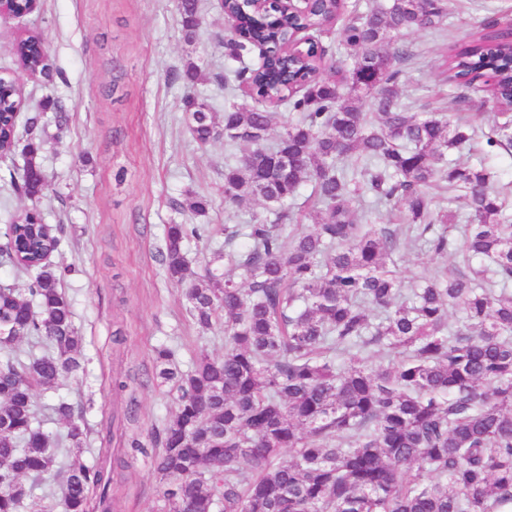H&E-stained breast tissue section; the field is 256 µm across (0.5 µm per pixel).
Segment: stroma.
I'll list each match as a JSON object with an SVG mask.
<instances>
[{"label":"stroma","mask_w":512,"mask_h":512,"mask_svg":"<svg viewBox=\"0 0 512 512\" xmlns=\"http://www.w3.org/2000/svg\"><path fill=\"white\" fill-rule=\"evenodd\" d=\"M202 24L186 43L177 0H40L31 14L0 21V74L18 78L22 115L42 111L45 98L62 101L65 120L42 111L46 128L39 162L48 190L39 201L17 196L3 176L22 174L26 155L16 148L0 161V244L14 215L38 209L44 223L65 227L49 263L71 267L64 287L74 324L84 338L82 368L56 391L38 392L44 426L58 431L49 407L62 395L83 408L90 434L87 465L122 459L112 479V512H161L164 485L152 457L132 452L128 441L158 435L175 404L154 377L153 350L164 344L188 370L200 352L218 357L223 338L200 334L180 288L168 278L161 254L172 223L248 224L262 203L224 206V164L243 146L223 139L199 146L185 121L189 87L178 77L187 63L200 70L197 89L224 121V105L254 106L245 87L224 89L232 66L225 55L228 25L220 0H201ZM512 24V0H448L444 32L418 30L403 36L412 53L402 65L401 98L410 111L444 113L475 128L470 146L453 162L486 165L498 185L512 186V149L488 147L486 136L501 108L477 87L455 88L444 71L452 45L485 23ZM44 39L58 73L54 82L24 72L15 54L25 36ZM196 195L212 206L198 217L188 208ZM393 259L406 277L438 266L455 267L458 255L436 257L401 241ZM125 381V390L113 387Z\"/></svg>","instance_id":"stroma-1"}]
</instances>
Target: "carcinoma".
Masks as SVG:
<instances>
[{
    "label": "carcinoma",
    "mask_w": 512,
    "mask_h": 512,
    "mask_svg": "<svg viewBox=\"0 0 512 512\" xmlns=\"http://www.w3.org/2000/svg\"><path fill=\"white\" fill-rule=\"evenodd\" d=\"M238 18L224 42L228 57L263 43L272 59L239 66L259 102L297 112L276 126V113L235 104L219 128L205 101L190 96L186 122L206 145L224 135L247 152L224 164V206L260 200L273 209L251 224H169L164 262L183 290L201 332L224 334V355L201 352L188 371L173 351L155 349L156 379L176 401L155 456L164 512H512V215L488 167L448 162L471 140L459 120L415 114L401 100L396 63L410 58L399 39L444 28V0L354 3L342 30L346 57L332 74L312 53L288 56L296 28L323 32L336 0L288 18L269 5L225 0ZM183 36L200 27L199 0L178 4ZM20 65L53 79L47 50L25 38ZM448 79L473 81L504 103L512 99V41L476 33L448 55ZM22 94L0 76V151L12 153V107ZM370 103L376 120L362 111ZM488 136L512 146V115ZM43 115L27 117V163L13 192L36 200L47 183L36 158ZM308 182L320 206L309 230L284 224L282 207ZM468 201L463 236L448 235L449 214L432 191ZM394 204L402 226L373 215ZM224 231V263L241 281L192 269L185 242ZM444 256L462 253L463 268H439L406 284L391 262L400 236ZM30 276L24 289L0 288V332L47 350L0 358V512H22L43 480L60 476L61 512H90L91 491L109 502L111 472L80 462L84 412L61 398L53 405L68 446L44 429L36 390L54 388L81 368L84 338L64 285L68 270L46 255L61 239L40 215L22 211L5 233ZM459 315L458 325L449 313ZM394 357L374 365L364 353ZM290 460H281L283 452Z\"/></svg>",
    "instance_id": "obj_1"
}]
</instances>
